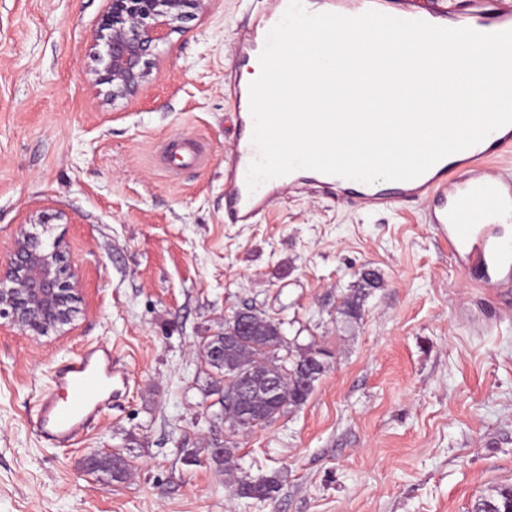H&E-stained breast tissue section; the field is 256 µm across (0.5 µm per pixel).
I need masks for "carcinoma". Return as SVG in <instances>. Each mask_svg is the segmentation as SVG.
<instances>
[{
    "instance_id": "obj_1",
    "label": "carcinoma",
    "mask_w": 512,
    "mask_h": 512,
    "mask_svg": "<svg viewBox=\"0 0 512 512\" xmlns=\"http://www.w3.org/2000/svg\"><path fill=\"white\" fill-rule=\"evenodd\" d=\"M376 287V274L360 277L358 288L343 301L342 313L353 318L359 316L369 290ZM243 315L250 323L252 335L238 341H230L224 335L213 337L212 344L224 350V358L207 360L211 368L224 373V378L228 379L224 383V411L227 421L233 426L237 425L239 382L236 376L239 373H247L255 379L269 378L279 383L278 397L269 399L263 393L254 397L259 406L257 417L269 423L287 408L298 407L306 402L311 391L301 384L299 374L310 361L321 359L322 354V350L310 346L294 355L281 335L280 324L252 310L244 311ZM283 349L286 350L284 354L281 353ZM85 469L90 473H101L112 482L121 483L127 478L130 465L115 463L110 454H98L87 459ZM279 491L280 479L276 474L257 479L245 476L237 480L236 493L242 498L273 500ZM475 510L512 512V486L494 488L481 495Z\"/></svg>"
}]
</instances>
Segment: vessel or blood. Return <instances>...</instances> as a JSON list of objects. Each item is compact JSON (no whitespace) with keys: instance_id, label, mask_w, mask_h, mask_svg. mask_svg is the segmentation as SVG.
I'll list each match as a JSON object with an SVG mask.
<instances>
[{"instance_id":"obj_1","label":"vessel or blood","mask_w":512,"mask_h":512,"mask_svg":"<svg viewBox=\"0 0 512 512\" xmlns=\"http://www.w3.org/2000/svg\"><path fill=\"white\" fill-rule=\"evenodd\" d=\"M287 6L288 0H267L266 7L250 18L237 43L238 65H247L261 55L269 31ZM304 6L311 13L345 16L374 10L480 33L512 29V0H469L468 6L458 11L428 8L420 0H304ZM232 98L239 136L224 157L225 223H256L285 195L336 198L367 210L421 202L426 206L428 224L463 270L480 272L486 287L512 288V237L501 229L503 221H512V167L500 163L502 157L512 154V124L495 130L488 140L441 159L413 180L368 184L297 169L252 191L247 187V172L258 150L252 143L248 86L235 85ZM167 153L183 156L191 164L204 158L202 146L193 139L169 146ZM474 201L486 206L477 222L468 211ZM114 377L112 350L104 346L84 349L56 367L54 388L41 395L36 407L35 422L42 437L59 445L72 444L81 437L111 398Z\"/></svg>"}]
</instances>
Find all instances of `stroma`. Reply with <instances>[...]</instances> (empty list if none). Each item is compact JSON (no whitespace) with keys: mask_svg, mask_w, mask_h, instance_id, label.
<instances>
[{"mask_svg":"<svg viewBox=\"0 0 512 512\" xmlns=\"http://www.w3.org/2000/svg\"><path fill=\"white\" fill-rule=\"evenodd\" d=\"M263 2L210 0L155 49L137 98L103 104L106 0H0V260L23 223L83 280L64 332L0 328V512H472L512 485V307L449 258L424 205L285 198L225 223L235 44ZM185 136L207 157L168 173L161 147ZM365 268L380 285L353 319L339 306ZM245 309L326 352L308 400L246 432L202 352ZM95 345L127 384L55 446L35 401ZM224 446L237 476L279 474L275 500L236 495L210 459ZM110 451L125 482L84 468Z\"/></svg>","mask_w":512,"mask_h":512,"instance_id":"1","label":"stroma"}]
</instances>
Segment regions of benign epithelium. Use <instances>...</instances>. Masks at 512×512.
<instances>
[{"label":"benign epithelium","instance_id":"obj_1","mask_svg":"<svg viewBox=\"0 0 512 512\" xmlns=\"http://www.w3.org/2000/svg\"><path fill=\"white\" fill-rule=\"evenodd\" d=\"M106 16L94 36L100 83L106 97L131 99L150 76L153 49L182 31L210 0H108ZM82 278L59 247L48 249L19 228L9 258L0 262V320L20 336L37 340L73 322Z\"/></svg>","mask_w":512,"mask_h":512}]
</instances>
